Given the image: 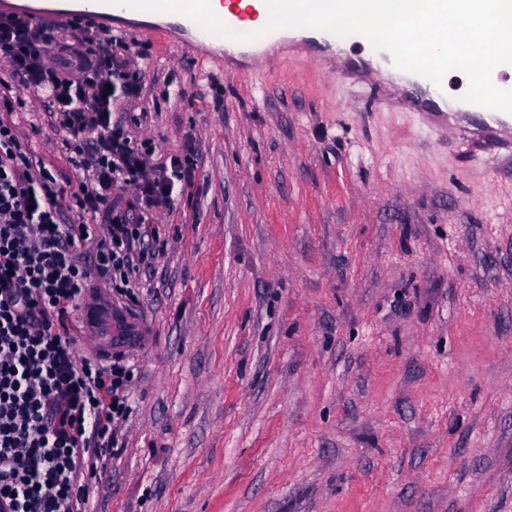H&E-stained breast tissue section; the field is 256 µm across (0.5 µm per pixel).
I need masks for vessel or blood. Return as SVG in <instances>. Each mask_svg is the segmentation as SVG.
<instances>
[{"label":"vessel or blood","mask_w":512,"mask_h":512,"mask_svg":"<svg viewBox=\"0 0 512 512\" xmlns=\"http://www.w3.org/2000/svg\"><path fill=\"white\" fill-rule=\"evenodd\" d=\"M221 5L219 18L241 32V39L208 33L190 17L177 12L170 13L168 22L150 28L149 34L163 42L169 33H177L181 41L223 57L230 64L247 59L261 61L289 48H308L313 50V60L319 65L334 60L345 73L368 76L384 72L391 92L419 112L434 131H446L452 123L460 125L475 152L487 155L492 164L512 165V112L449 97L445 86L398 68L389 52L375 50L361 34L341 38L324 29L298 27L280 28L257 37L253 24L268 13L264 0H221ZM104 9L113 16L126 11L125 6L114 4L113 0H85L78 13H38L34 19L52 27L67 25L74 19L92 26L98 24ZM80 311L83 336L100 355L108 357L113 350L137 346L145 334L144 322L107 296L85 301Z\"/></svg>","instance_id":"1"}]
</instances>
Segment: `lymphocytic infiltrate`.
I'll use <instances>...</instances> for the list:
<instances>
[{
	"instance_id": "lymphocytic-infiltrate-1",
	"label": "lymphocytic infiltrate",
	"mask_w": 512,
	"mask_h": 512,
	"mask_svg": "<svg viewBox=\"0 0 512 512\" xmlns=\"http://www.w3.org/2000/svg\"><path fill=\"white\" fill-rule=\"evenodd\" d=\"M137 43L104 27L0 12V512H92L89 482L118 446L134 366L78 357L67 322L99 273L135 298L153 214L192 184L187 154L155 160L129 108ZM31 94L79 178L65 189L6 115ZM90 215L73 222L66 208Z\"/></svg>"
}]
</instances>
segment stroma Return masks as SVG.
Masks as SVG:
<instances>
[{
	"label": "stroma",
	"mask_w": 512,
	"mask_h": 512,
	"mask_svg": "<svg viewBox=\"0 0 512 512\" xmlns=\"http://www.w3.org/2000/svg\"><path fill=\"white\" fill-rule=\"evenodd\" d=\"M139 49L134 132L197 172L126 304L149 338L95 512H512V167L471 179L373 78Z\"/></svg>",
	"instance_id": "35a3bbf8"
}]
</instances>
